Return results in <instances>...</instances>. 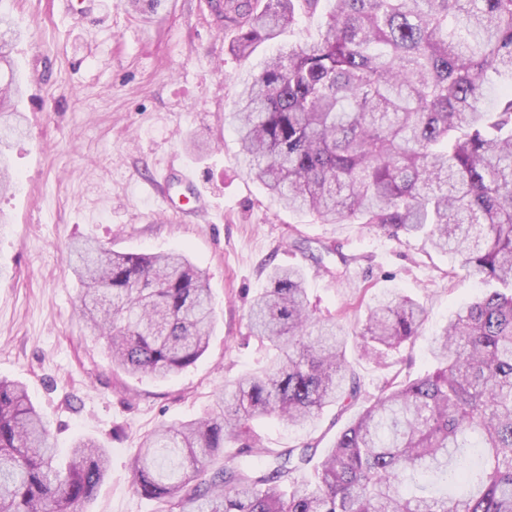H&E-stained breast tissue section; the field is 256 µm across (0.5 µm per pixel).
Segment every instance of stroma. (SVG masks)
Returning <instances> with one entry per match:
<instances>
[{"label": "stroma", "instance_id": "35a3bbf8", "mask_svg": "<svg viewBox=\"0 0 512 512\" xmlns=\"http://www.w3.org/2000/svg\"><path fill=\"white\" fill-rule=\"evenodd\" d=\"M6 7L22 34L12 55L27 135L11 153L16 184L0 195V377L27 386L59 455L79 438L108 448L85 512H158L134 492L131 458L144 435L202 416L214 392L263 364L247 312L272 267L301 268L318 312L350 329L388 290L425 306L413 345L379 363L351 354L363 396L396 374L432 368L433 336L485 287L423 237L320 223L282 208L249 178L224 116L240 79L274 45L240 60L205 0H156L144 12L128 0H86L78 13L66 12L64 0ZM183 163L210 200L185 222L161 214L155 182ZM79 240L127 254L184 251L204 271L216 311L204 356L162 382L113 371L105 340L79 313L69 255ZM352 417L330 408L310 428L271 418L253 426L271 449H326Z\"/></svg>", "mask_w": 512, "mask_h": 512}]
</instances>
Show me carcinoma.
I'll use <instances>...</instances> for the list:
<instances>
[{
  "instance_id": "1",
  "label": "carcinoma",
  "mask_w": 512,
  "mask_h": 512,
  "mask_svg": "<svg viewBox=\"0 0 512 512\" xmlns=\"http://www.w3.org/2000/svg\"><path fill=\"white\" fill-rule=\"evenodd\" d=\"M330 2L318 39L279 48L241 85L231 119L249 175L326 224L422 235L497 287L451 313L432 341L435 371L364 399L349 344L383 360L413 344L424 306L387 292L351 334L315 316L300 269H275L247 314L268 362L215 392L203 416L143 436L134 490L159 512H512V0ZM319 3L211 9L246 60ZM20 37L0 8V192L23 133ZM493 76L510 90L491 101ZM74 256L82 318L113 369L164 380L205 354L214 306L184 254L87 241ZM360 401L321 455L316 442L266 448L251 426L306 427ZM226 441L237 444L227 457ZM107 463L91 439L60 462L26 388L0 378V512H83ZM458 479L475 491L448 494Z\"/></svg>"
}]
</instances>
